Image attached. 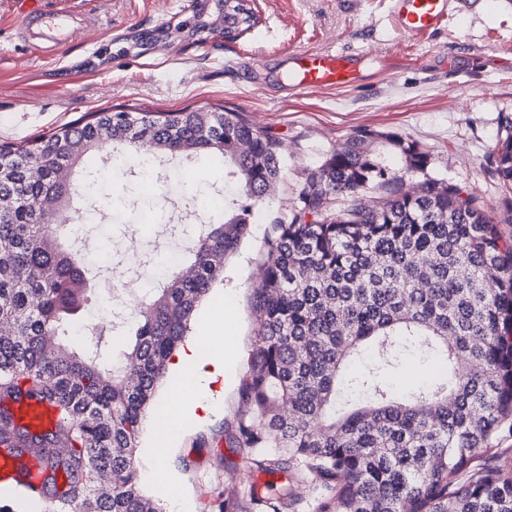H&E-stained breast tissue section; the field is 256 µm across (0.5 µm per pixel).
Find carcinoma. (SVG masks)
Masks as SVG:
<instances>
[{
	"instance_id": "carcinoma-1",
	"label": "carcinoma",
	"mask_w": 512,
	"mask_h": 512,
	"mask_svg": "<svg viewBox=\"0 0 512 512\" xmlns=\"http://www.w3.org/2000/svg\"><path fill=\"white\" fill-rule=\"evenodd\" d=\"M192 26L142 30L135 47L187 31L222 35L256 24L245 0H217ZM350 137L305 173L296 198L268 224L261 277L251 285L257 323L240 388L237 445L268 474L292 478L260 512H288L294 484L311 482L316 512H512V469L493 462L512 432V240L474 198L431 176L429 158L390 137L402 175ZM143 140L158 165L210 153L224 165V205L190 228V264L144 294L135 320L112 315L126 341L82 349L72 324L96 293L101 268L78 253L68 224L44 223L41 204L67 208L74 176L95 157ZM494 162L512 187V135ZM288 175L281 139L230 110L89 112L32 141L0 144V398L49 401L42 434L0 407V436L40 454L68 493L48 512H164L139 485L143 416L196 320L224 278V261L262 200ZM420 350L439 376L405 395L384 375ZM101 484L112 487L100 496Z\"/></svg>"
}]
</instances>
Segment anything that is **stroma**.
<instances>
[{
    "label": "stroma",
    "mask_w": 512,
    "mask_h": 512,
    "mask_svg": "<svg viewBox=\"0 0 512 512\" xmlns=\"http://www.w3.org/2000/svg\"><path fill=\"white\" fill-rule=\"evenodd\" d=\"M191 3L93 0L98 23L49 62L21 37L18 0H0V143L46 135L102 109L234 110L277 134L288 157V178L256 202L260 214L289 202L302 170L351 136L367 133L366 148L389 157L394 149L386 138L393 135L417 144L434 176L484 203L512 234L506 221L512 190L493 161L498 140L512 131V0H465L462 14L418 39L394 28L387 0H262L257 23L236 39L209 35L188 49L175 36L143 53L132 49V35L175 27ZM309 49L360 54L366 80L303 95L273 88L289 52ZM223 184V166L206 155L169 162L148 194L140 176L118 165L102 177L97 194L77 195L75 211L96 243L121 250L135 230L140 253L160 261L182 246L164 236L177 221L175 203L195 209V222L208 221L207 203ZM265 229L264 222L253 224L226 260L223 282L202 302L204 315L188 335L192 342L212 337L240 356L212 388L213 413L202 421L186 416L164 460L191 512H222L225 491L234 494L236 512H253L251 491H264L271 480L256 454L235 445L239 392L257 329L250 286L260 273Z\"/></svg>",
    "instance_id": "stroma-1"
}]
</instances>
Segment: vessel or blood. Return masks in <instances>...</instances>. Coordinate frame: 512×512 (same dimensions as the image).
<instances>
[{
	"label": "vessel or blood",
	"instance_id": "vessel-or-blood-1",
	"mask_svg": "<svg viewBox=\"0 0 512 512\" xmlns=\"http://www.w3.org/2000/svg\"><path fill=\"white\" fill-rule=\"evenodd\" d=\"M453 0H390L394 27L411 38H422L441 29L452 15ZM79 6H60L52 10L42 7V0H33L21 16L20 25L31 45L45 57L56 58L60 51L74 42L80 30L76 24ZM359 79V56L352 52L302 50L292 57L288 80L292 91L303 94L321 89L356 85ZM8 409L31 431L51 428L58 419V410L50 402L25 400L8 402ZM51 485L53 492L64 493L67 480L52 477L40 458L32 453H17L0 447V499H8L13 490L43 488Z\"/></svg>",
	"mask_w": 512,
	"mask_h": 512
}]
</instances>
